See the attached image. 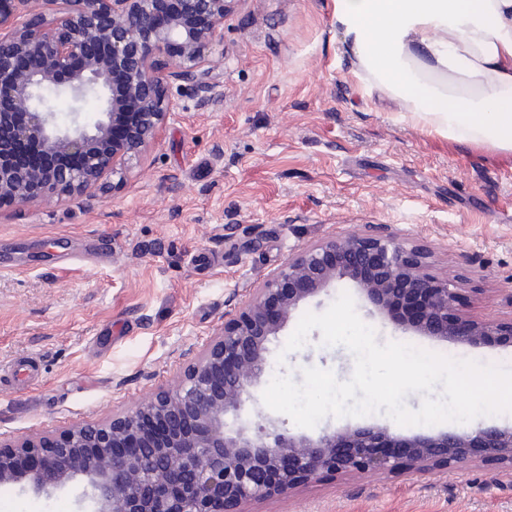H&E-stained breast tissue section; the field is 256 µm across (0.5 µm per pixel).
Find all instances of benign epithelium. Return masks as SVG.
Here are the masks:
<instances>
[{
	"mask_svg": "<svg viewBox=\"0 0 512 512\" xmlns=\"http://www.w3.org/2000/svg\"><path fill=\"white\" fill-rule=\"evenodd\" d=\"M236 0H0V205L96 200L156 144L177 85L209 99L213 45ZM122 75L114 84L115 74ZM93 98L61 126L46 95ZM69 164L23 153L29 142ZM380 224L303 248L253 289L178 381L99 422L0 442V486L50 494L81 483L84 512H245L325 475L425 474L490 458L512 469V427L403 434L346 425L312 437L269 416L251 425L269 344L340 279L403 330L477 347L512 345V318L455 312L452 267Z\"/></svg>",
	"mask_w": 512,
	"mask_h": 512,
	"instance_id": "1",
	"label": "benign epithelium"
}]
</instances>
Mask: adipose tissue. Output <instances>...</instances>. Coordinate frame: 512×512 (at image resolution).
Wrapping results in <instances>:
<instances>
[{
    "instance_id": "adipose-tissue-1",
    "label": "adipose tissue",
    "mask_w": 512,
    "mask_h": 512,
    "mask_svg": "<svg viewBox=\"0 0 512 512\" xmlns=\"http://www.w3.org/2000/svg\"><path fill=\"white\" fill-rule=\"evenodd\" d=\"M368 94L451 140L512 154V0H336Z\"/></svg>"
}]
</instances>
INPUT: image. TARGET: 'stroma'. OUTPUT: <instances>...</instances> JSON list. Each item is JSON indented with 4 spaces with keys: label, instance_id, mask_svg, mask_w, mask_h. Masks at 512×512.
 <instances>
[{
    "label": "stroma",
    "instance_id": "35a3bbf8",
    "mask_svg": "<svg viewBox=\"0 0 512 512\" xmlns=\"http://www.w3.org/2000/svg\"><path fill=\"white\" fill-rule=\"evenodd\" d=\"M335 0H239L213 47L215 98L173 91L156 145L105 198L0 208V439L130 409L169 385L298 249L370 224L456 266L461 314L512 316V154L406 121L369 97L334 23ZM356 311L400 342L512 370V347L432 339ZM267 377L348 380L354 357L320 331ZM77 492L0 487V512H79ZM249 512H512V471L328 477Z\"/></svg>",
    "mask_w": 512,
    "mask_h": 512
}]
</instances>
